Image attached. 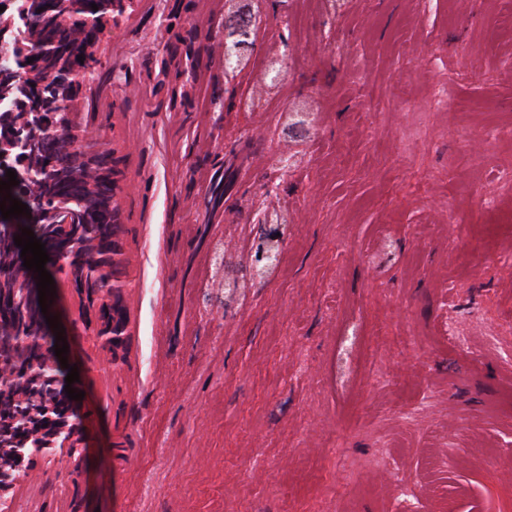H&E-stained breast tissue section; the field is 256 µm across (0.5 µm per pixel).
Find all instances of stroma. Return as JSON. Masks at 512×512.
I'll return each instance as SVG.
<instances>
[{
  "mask_svg": "<svg viewBox=\"0 0 512 512\" xmlns=\"http://www.w3.org/2000/svg\"><path fill=\"white\" fill-rule=\"evenodd\" d=\"M135 0L84 87L120 172L127 336L52 311L82 456L17 512H512V0ZM281 72L265 88L268 68ZM446 105H438V97ZM291 156L285 168L280 155ZM288 217L252 279L261 212ZM392 449L397 475L369 468ZM115 306V305H114ZM127 321L118 312L116 306L114 308L113 319L110 325H96L95 337L99 345L104 349H112L122 344L124 336H126Z\"/></svg>",
  "mask_w": 512,
  "mask_h": 512,
  "instance_id": "stroma-1",
  "label": "stroma"
}]
</instances>
